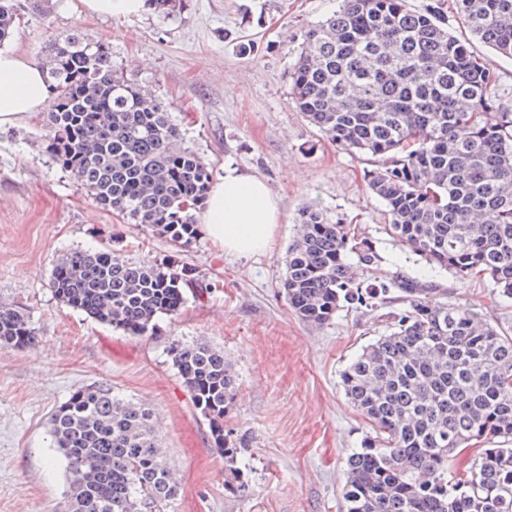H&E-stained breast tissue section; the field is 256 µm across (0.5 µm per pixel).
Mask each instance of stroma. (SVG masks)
I'll use <instances>...</instances> for the list:
<instances>
[{
  "label": "stroma",
  "mask_w": 512,
  "mask_h": 512,
  "mask_svg": "<svg viewBox=\"0 0 512 512\" xmlns=\"http://www.w3.org/2000/svg\"><path fill=\"white\" fill-rule=\"evenodd\" d=\"M18 2L24 16L1 47L38 63L69 30L108 44L118 71L165 103L214 176L234 168L267 184L280 222L270 249L249 258L225 253L202 231L185 247L99 207L46 153L42 117L0 130V304L21 307L39 333L25 349L0 347V512H60L69 479L50 446V415L72 390L98 383L151 409L162 460L180 479L167 512H341L346 460L368 424L339 373L388 323L344 309L311 325L289 308L282 280L303 208L318 205L369 236L379 276L428 282L441 300L510 336L512 299L486 279L461 281L431 267L384 233L385 207L366 179L371 162L297 111L289 79L296 51L338 0H190L170 19L150 10L98 17L79 0H49L36 14L34 0ZM436 3L512 106V60L471 38L454 0H409L417 10ZM105 247L149 265L175 257L192 268L197 281L180 314L138 336L61 304L49 286L57 260ZM175 341L222 349L237 377L224 426L254 436L240 459L247 496L224 491V457L168 354Z\"/></svg>",
  "instance_id": "1"
}]
</instances>
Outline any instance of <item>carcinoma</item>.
Here are the masks:
<instances>
[{"label":"carcinoma","mask_w":512,"mask_h":512,"mask_svg":"<svg viewBox=\"0 0 512 512\" xmlns=\"http://www.w3.org/2000/svg\"><path fill=\"white\" fill-rule=\"evenodd\" d=\"M148 5L170 18L187 0ZM456 9L473 37L512 59V0H456ZM18 10L0 0V42ZM45 64L43 141L53 161L102 209L182 245L195 239L193 211L206 204L212 170L182 144L166 106L117 73L107 44L78 32L57 36ZM289 77L310 124L371 157L368 186L386 206V233L457 278L483 276L512 298V109L437 8L341 0L307 31ZM351 254L368 269L378 262L369 238L309 205L282 281L290 309L314 325L344 307L395 306L389 333L340 373L371 426L347 458L345 512H512V336L413 277L354 283ZM190 272L176 260L148 265L109 248L75 250L56 262L49 285L89 318L144 335L159 316L179 315ZM36 338L28 316L0 305V346ZM169 354L224 455V490L244 494L239 459L254 437L224 432L237 389L224 351L178 343ZM49 434L70 476L62 512H164L179 493L151 410L108 385L74 389ZM463 452L469 466L458 473Z\"/></svg>","instance_id":"1"}]
</instances>
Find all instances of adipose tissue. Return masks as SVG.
I'll return each mask as SVG.
<instances>
[{
	"instance_id": "ef3b65f1",
	"label": "adipose tissue",
	"mask_w": 512,
	"mask_h": 512,
	"mask_svg": "<svg viewBox=\"0 0 512 512\" xmlns=\"http://www.w3.org/2000/svg\"><path fill=\"white\" fill-rule=\"evenodd\" d=\"M48 101L40 64L0 50V128L34 117ZM279 222V208L266 183L225 170L212 186L202 225L225 251L241 256L266 250Z\"/></svg>"
}]
</instances>
